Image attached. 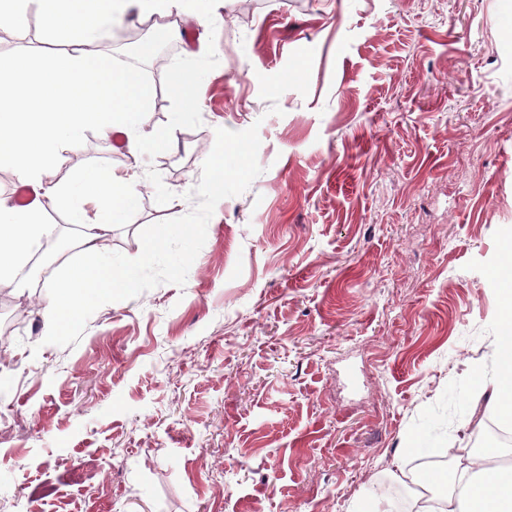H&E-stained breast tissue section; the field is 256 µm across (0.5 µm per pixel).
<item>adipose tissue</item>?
Here are the masks:
<instances>
[{"label":"adipose tissue","mask_w":512,"mask_h":512,"mask_svg":"<svg viewBox=\"0 0 512 512\" xmlns=\"http://www.w3.org/2000/svg\"><path fill=\"white\" fill-rule=\"evenodd\" d=\"M178 0H0V28H20L36 7L45 30L71 49L46 60L23 56L0 61V163L12 165L23 184L46 188L63 206L70 224L81 227L75 261L54 268L46 279L50 298L44 315L50 333H60L103 297L129 288L130 274L106 260L107 235L122 223L137 198L135 183L103 167L80 170L70 185L44 186V171L61 159L85 131L118 127L130 155L156 147L160 139L135 122L143 94L138 79L115 70L104 55L82 49L108 28L115 14L166 13ZM56 231L39 205L19 207L0 200V282L18 274ZM498 381L488 408L512 424V321L498 339ZM448 512H512V469L487 474L475 462L447 478Z\"/></svg>","instance_id":"1"}]
</instances>
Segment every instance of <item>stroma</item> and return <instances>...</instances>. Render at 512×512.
<instances>
[{
	"label": "stroma",
	"instance_id": "obj_1",
	"mask_svg": "<svg viewBox=\"0 0 512 512\" xmlns=\"http://www.w3.org/2000/svg\"><path fill=\"white\" fill-rule=\"evenodd\" d=\"M257 2L154 22L161 83L195 79L190 108L148 88L163 146L92 128L45 174L135 178L132 286L57 336L47 288L10 291L0 512H354L473 458L512 316V0ZM16 36L0 59L62 50Z\"/></svg>",
	"mask_w": 512,
	"mask_h": 512
}]
</instances>
